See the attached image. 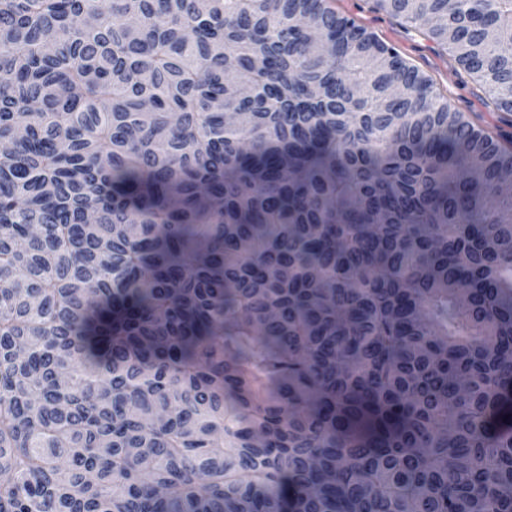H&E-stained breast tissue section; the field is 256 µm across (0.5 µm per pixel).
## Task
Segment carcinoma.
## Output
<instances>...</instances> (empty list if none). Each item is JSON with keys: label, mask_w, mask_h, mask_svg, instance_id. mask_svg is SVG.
<instances>
[{"label": "carcinoma", "mask_w": 512, "mask_h": 512, "mask_svg": "<svg viewBox=\"0 0 512 512\" xmlns=\"http://www.w3.org/2000/svg\"><path fill=\"white\" fill-rule=\"evenodd\" d=\"M512 112V0H375ZM0 512H512V139L328 0H0Z\"/></svg>", "instance_id": "carcinoma-1"}]
</instances>
